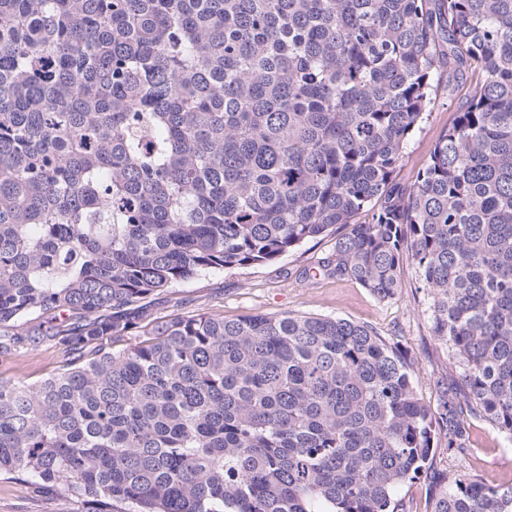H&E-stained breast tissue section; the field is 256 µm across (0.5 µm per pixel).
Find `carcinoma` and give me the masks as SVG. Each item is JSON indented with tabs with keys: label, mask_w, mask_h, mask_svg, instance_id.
Here are the masks:
<instances>
[{
	"label": "carcinoma",
	"mask_w": 512,
	"mask_h": 512,
	"mask_svg": "<svg viewBox=\"0 0 512 512\" xmlns=\"http://www.w3.org/2000/svg\"><path fill=\"white\" fill-rule=\"evenodd\" d=\"M338 226L328 278L385 301L415 264L436 410L367 325L153 316ZM44 343L72 359L0 378V476L81 512H406L426 475L432 512H512L427 467L512 441V0H0V355ZM458 102L448 100V95L440 96L434 110L425 114L419 128L407 142L399 161L396 175L404 183H413L426 165L430 152L440 133L448 128L452 112H448Z\"/></svg>",
	"instance_id": "1"
}]
</instances>
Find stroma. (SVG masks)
Returning a JSON list of instances; mask_svg holds the SVG:
<instances>
[{"instance_id": "stroma-1", "label": "stroma", "mask_w": 512, "mask_h": 512, "mask_svg": "<svg viewBox=\"0 0 512 512\" xmlns=\"http://www.w3.org/2000/svg\"><path fill=\"white\" fill-rule=\"evenodd\" d=\"M447 97H439L409 139L396 175L412 183L426 165L451 114ZM335 233L305 242L262 266L227 269L174 284L155 305L158 316L207 313L236 319L260 313L292 312L343 318L373 327L397 343L411 362L419 396L437 407L435 380L448 367V350L433 336L429 303L417 270L404 262L398 271L400 288L393 299L382 301L353 280L336 281L314 274L319 258L333 246ZM62 347L45 344L35 349L0 356V378L34 382L60 371L69 361ZM436 469L477 476L490 487L512 483V442L487 422L470 428V448L461 458L436 452ZM58 498L34 496L27 483L0 479V512H60Z\"/></svg>"}]
</instances>
